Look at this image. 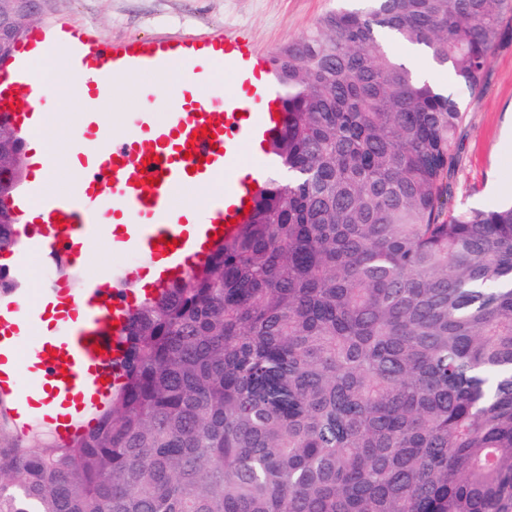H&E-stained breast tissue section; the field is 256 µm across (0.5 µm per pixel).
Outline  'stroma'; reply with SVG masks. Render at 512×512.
<instances>
[{
    "label": "stroma",
    "mask_w": 512,
    "mask_h": 512,
    "mask_svg": "<svg viewBox=\"0 0 512 512\" xmlns=\"http://www.w3.org/2000/svg\"><path fill=\"white\" fill-rule=\"evenodd\" d=\"M336 0H38L24 28L66 22L94 30L109 44L159 33L228 32L246 29L254 44L276 53L305 35ZM167 80L131 87L112 101L103 121L119 129L125 113L143 102L163 109ZM465 120L456 141L460 162L454 200L461 207L488 208L512 200V39L494 49L482 90L464 97Z\"/></svg>",
    "instance_id": "stroma-1"
}]
</instances>
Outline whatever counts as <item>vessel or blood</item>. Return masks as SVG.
I'll return each mask as SVG.
<instances>
[{"mask_svg":"<svg viewBox=\"0 0 512 512\" xmlns=\"http://www.w3.org/2000/svg\"><path fill=\"white\" fill-rule=\"evenodd\" d=\"M64 45L81 81V136L97 144L76 151V177L64 194L46 191L48 153L29 151L30 187L11 206L21 245L13 274L19 287L0 297V403L18 432L52 426L69 442L85 434L121 384L124 326L140 295L185 278L248 215L260 177L230 179L243 152L267 143L283 107L272 60L245 30L128 39L100 47L92 29L67 23L31 29L0 65V113L16 129L44 138V86L32 63ZM225 63L232 94L204 89L214 64ZM165 74L173 91L164 117L152 108L127 116L121 133L98 119L118 92V79ZM223 182L204 208L176 209L178 194ZM127 256L71 287L66 265H80L102 239ZM50 272L35 297L21 284L33 265Z\"/></svg>","mask_w":512,"mask_h":512,"instance_id":"b4317fda","label":"vessel or blood"}]
</instances>
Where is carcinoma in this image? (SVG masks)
<instances>
[{"mask_svg": "<svg viewBox=\"0 0 512 512\" xmlns=\"http://www.w3.org/2000/svg\"><path fill=\"white\" fill-rule=\"evenodd\" d=\"M365 2L274 56L279 169L137 306L95 425L0 408V512H512V204H452L460 98L388 49L475 94L512 0Z\"/></svg>", "mask_w": 512, "mask_h": 512, "instance_id": "obj_1", "label": "carcinoma"}]
</instances>
